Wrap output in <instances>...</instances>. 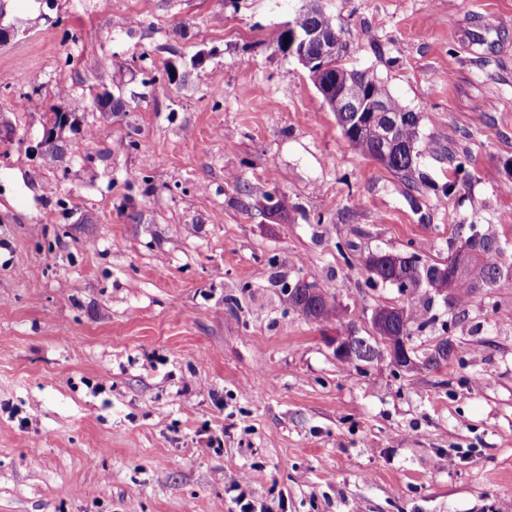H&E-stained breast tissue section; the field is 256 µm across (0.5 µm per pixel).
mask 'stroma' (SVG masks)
<instances>
[{
	"label": "stroma",
	"mask_w": 512,
	"mask_h": 512,
	"mask_svg": "<svg viewBox=\"0 0 512 512\" xmlns=\"http://www.w3.org/2000/svg\"><path fill=\"white\" fill-rule=\"evenodd\" d=\"M301 4L5 0L0 512H234V479L268 512H512V279L459 304L358 262L477 231L512 255V0H328L346 63L419 116L410 181L271 41ZM103 65L97 136L30 154L26 92L67 109ZM298 281L340 320L294 311ZM380 306L423 310L412 370L337 359Z\"/></svg>",
	"instance_id": "stroma-1"
}]
</instances>
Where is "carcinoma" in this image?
<instances>
[{
    "label": "carcinoma",
    "instance_id": "cac0c4a2",
    "mask_svg": "<svg viewBox=\"0 0 512 512\" xmlns=\"http://www.w3.org/2000/svg\"><path fill=\"white\" fill-rule=\"evenodd\" d=\"M293 24L298 29L314 26L325 34L338 33L336 19L328 11L318 8V0H312V5L303 8L293 18ZM336 84L345 87L357 97H375L384 100L389 115L396 121L386 127L381 123L370 121L357 128L349 137V143L359 153L376 159L381 149L393 145L400 149L395 158L389 162L387 168L397 174L407 177L415 172V163L419 150L418 143V116L407 110L398 100L391 96L381 82L368 70L350 69L344 63L336 64L334 70ZM86 112V97L79 96L73 99L71 107L66 111V127L73 130L79 124V115ZM412 147L410 152H401V149ZM495 237L484 233L479 240L467 239L471 246L469 253L461 266L448 263V269L438 272L441 263L422 258L414 253L409 257H398L399 274L402 279L399 285L401 293L410 295L425 289L433 290L438 294L451 292V297L459 303H467L482 290L494 288L504 279L512 277V256H507L499 249L493 248ZM288 296V303L305 318L317 322H329L341 315L342 309L327 292L313 285L297 282L291 288L284 289ZM421 316L416 308L401 310V319L397 325L387 322L380 325L378 333L386 336L390 333L411 336L410 328ZM378 347L377 340L371 336H360L355 340V347L351 349L347 364L356 369L370 362V354Z\"/></svg>",
    "mask_w": 512,
    "mask_h": 512
}]
</instances>
